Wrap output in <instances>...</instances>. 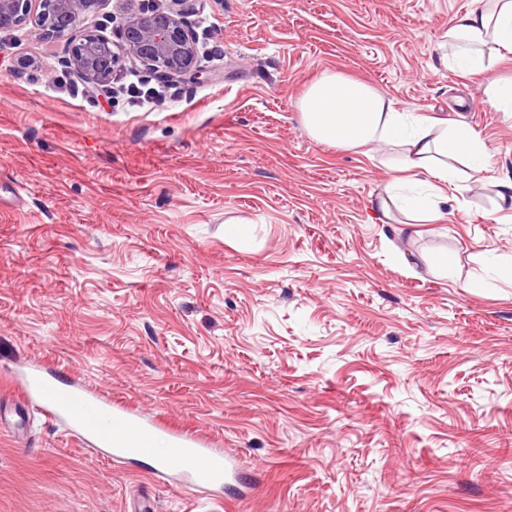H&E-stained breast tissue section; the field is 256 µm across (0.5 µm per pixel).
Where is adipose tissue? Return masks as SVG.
<instances>
[{
	"instance_id": "ef3b65f1",
	"label": "adipose tissue",
	"mask_w": 512,
	"mask_h": 512,
	"mask_svg": "<svg viewBox=\"0 0 512 512\" xmlns=\"http://www.w3.org/2000/svg\"><path fill=\"white\" fill-rule=\"evenodd\" d=\"M444 67L485 76L487 104L512 113V79L497 71L512 55V0H476L471 11L454 16L439 37ZM303 125L319 144L345 150L372 146L398 149L396 174L371 206L385 222L400 221L404 231L445 222L441 205L447 186L462 172L487 171L491 151L478 134L449 126L447 118L399 111L372 85L328 71L298 102Z\"/></svg>"
}]
</instances>
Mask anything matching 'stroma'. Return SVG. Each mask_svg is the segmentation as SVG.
<instances>
[{
    "label": "stroma",
    "instance_id": "stroma-1",
    "mask_svg": "<svg viewBox=\"0 0 512 512\" xmlns=\"http://www.w3.org/2000/svg\"><path fill=\"white\" fill-rule=\"evenodd\" d=\"M171 0H104L82 27ZM474 0H188L202 77L82 79L68 38L0 30V408L32 364L232 450L212 499L80 445L29 407L0 423V512H512V118L437 39ZM491 147L448 221L398 235L370 201L388 148L315 143L323 72ZM250 218L246 239L227 219ZM452 252L454 271L404 261ZM484 287H470L472 278Z\"/></svg>",
    "mask_w": 512,
    "mask_h": 512
}]
</instances>
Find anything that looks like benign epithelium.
Segmentation results:
<instances>
[{
  "label": "benign epithelium",
  "mask_w": 512,
  "mask_h": 512,
  "mask_svg": "<svg viewBox=\"0 0 512 512\" xmlns=\"http://www.w3.org/2000/svg\"><path fill=\"white\" fill-rule=\"evenodd\" d=\"M102 0H58L56 20L45 18L44 11L32 13L33 0H0V17L10 15L19 24L34 21L41 38L70 36L71 61L86 80H104L98 66V48L105 47L112 69L129 63L169 80L193 79L198 75L195 41L179 11L162 16L139 12L120 18L115 27L117 41L99 34L76 35L83 19L98 11Z\"/></svg>",
  "instance_id": "obj_1"
}]
</instances>
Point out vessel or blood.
<instances>
[{"instance_id": "1", "label": "vessel or blood", "mask_w": 512, "mask_h": 512, "mask_svg": "<svg viewBox=\"0 0 512 512\" xmlns=\"http://www.w3.org/2000/svg\"><path fill=\"white\" fill-rule=\"evenodd\" d=\"M22 400H39L43 416L66 424L87 444L111 449L113 458L149 455V443L161 431L153 420L117 406L80 383H62L46 368L37 366L21 387ZM177 455L173 460L184 483L206 491L238 484L240 477L226 455L203 437L168 429Z\"/></svg>"}]
</instances>
